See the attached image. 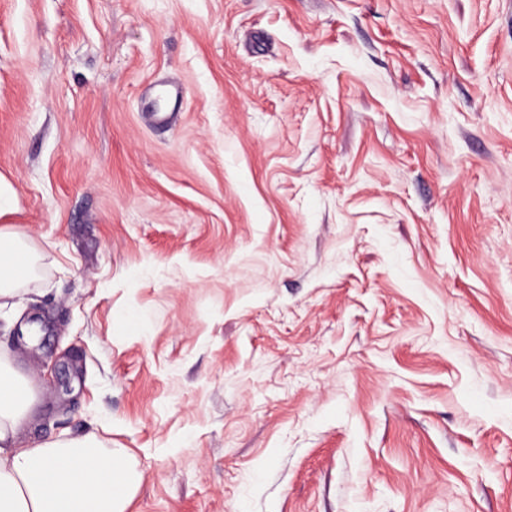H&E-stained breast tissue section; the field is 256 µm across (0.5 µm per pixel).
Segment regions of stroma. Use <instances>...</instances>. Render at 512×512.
I'll return each mask as SVG.
<instances>
[{"instance_id": "obj_1", "label": "stroma", "mask_w": 512, "mask_h": 512, "mask_svg": "<svg viewBox=\"0 0 512 512\" xmlns=\"http://www.w3.org/2000/svg\"><path fill=\"white\" fill-rule=\"evenodd\" d=\"M0 175L127 512H512V0H0Z\"/></svg>"}]
</instances>
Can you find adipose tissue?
<instances>
[{
    "label": "adipose tissue",
    "instance_id": "adipose-tissue-1",
    "mask_svg": "<svg viewBox=\"0 0 512 512\" xmlns=\"http://www.w3.org/2000/svg\"><path fill=\"white\" fill-rule=\"evenodd\" d=\"M42 256L16 227L0 226V298L40 280ZM34 386L0 352V512H127L141 474L125 449L92 436L32 441Z\"/></svg>",
    "mask_w": 512,
    "mask_h": 512
}]
</instances>
